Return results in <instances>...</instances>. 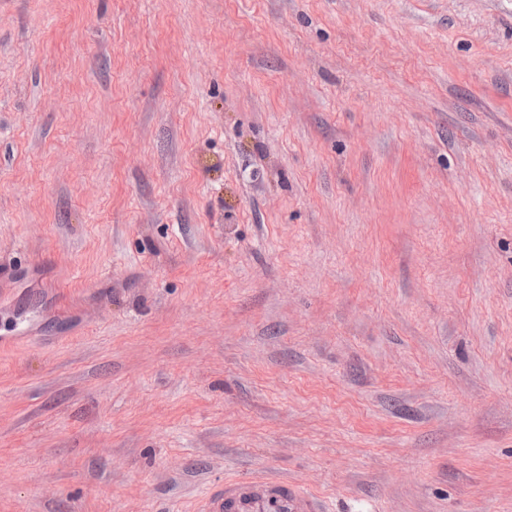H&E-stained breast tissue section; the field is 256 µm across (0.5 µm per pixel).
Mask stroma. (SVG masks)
<instances>
[{
	"instance_id": "1",
	"label": "stroma",
	"mask_w": 512,
	"mask_h": 512,
	"mask_svg": "<svg viewBox=\"0 0 512 512\" xmlns=\"http://www.w3.org/2000/svg\"><path fill=\"white\" fill-rule=\"evenodd\" d=\"M0 512H512V0H0ZM198 512H317L298 484L277 479H226L202 498Z\"/></svg>"
}]
</instances>
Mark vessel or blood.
I'll return each instance as SVG.
<instances>
[{"label": "vessel or blood", "instance_id": "vessel-or-blood-1", "mask_svg": "<svg viewBox=\"0 0 512 512\" xmlns=\"http://www.w3.org/2000/svg\"><path fill=\"white\" fill-rule=\"evenodd\" d=\"M197 512H318L298 484L277 479H228L202 498Z\"/></svg>", "mask_w": 512, "mask_h": 512}]
</instances>
